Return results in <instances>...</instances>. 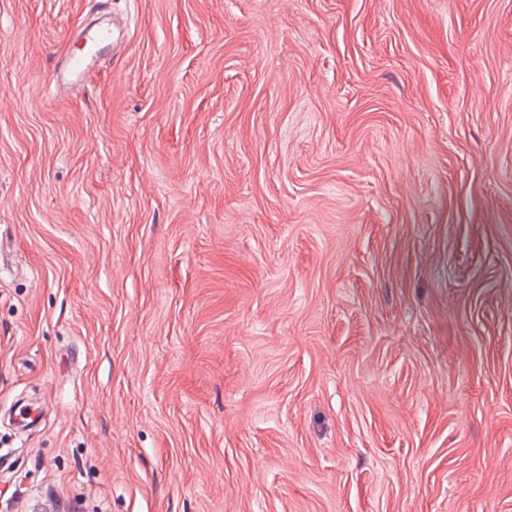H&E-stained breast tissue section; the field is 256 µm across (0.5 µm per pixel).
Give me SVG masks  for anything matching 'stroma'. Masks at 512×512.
<instances>
[{
  "label": "stroma",
  "instance_id": "1",
  "mask_svg": "<svg viewBox=\"0 0 512 512\" xmlns=\"http://www.w3.org/2000/svg\"><path fill=\"white\" fill-rule=\"evenodd\" d=\"M88 12L0 0V512H512V0H112L46 94ZM119 37L115 22L107 14L79 28V48L56 57L47 83L48 92H68L88 86L97 68L114 56Z\"/></svg>",
  "mask_w": 512,
  "mask_h": 512
}]
</instances>
